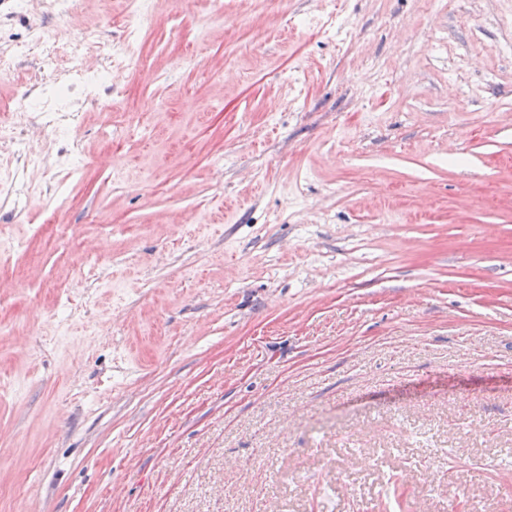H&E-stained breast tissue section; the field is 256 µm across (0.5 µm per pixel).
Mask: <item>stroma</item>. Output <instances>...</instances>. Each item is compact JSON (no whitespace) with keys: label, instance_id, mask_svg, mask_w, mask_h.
Segmentation results:
<instances>
[{"label":"stroma","instance_id":"1","mask_svg":"<svg viewBox=\"0 0 512 512\" xmlns=\"http://www.w3.org/2000/svg\"><path fill=\"white\" fill-rule=\"evenodd\" d=\"M73 4L0 0V512H512V0ZM85 42L86 36H76L67 49L66 67L70 72L71 79L75 81H83L84 79L88 78L81 67V55L84 57ZM27 103L23 99H18L11 103L0 104V138L8 139L11 137L14 129V117L17 112H24Z\"/></svg>","mask_w":512,"mask_h":512}]
</instances>
